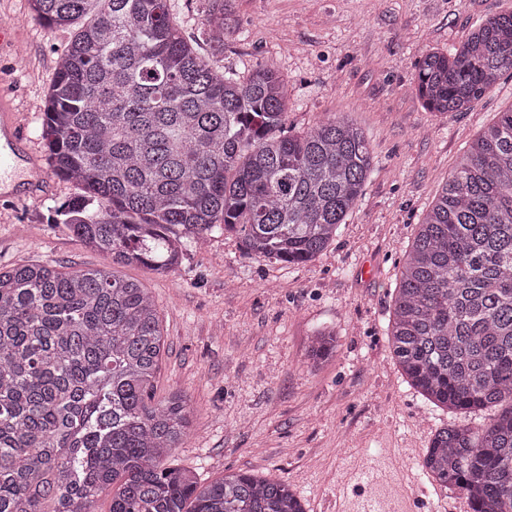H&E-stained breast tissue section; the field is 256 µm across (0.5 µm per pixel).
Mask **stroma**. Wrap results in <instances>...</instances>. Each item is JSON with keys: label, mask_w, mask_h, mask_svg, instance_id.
<instances>
[{"label": "stroma", "mask_w": 512, "mask_h": 512, "mask_svg": "<svg viewBox=\"0 0 512 512\" xmlns=\"http://www.w3.org/2000/svg\"><path fill=\"white\" fill-rule=\"evenodd\" d=\"M186 35L217 69L261 62L288 83V125L346 116L369 143L375 168L339 234L315 260L249 259L242 240L215 234L187 246L175 271L126 267L154 298L165 348L154 394L186 392L194 415L176 464L202 483L225 469L286 482L306 512H335L337 496L362 503L401 487L416 512H470L459 490L420 466L432 431L482 424L436 407L404 382L388 347L403 255L416 226L477 134L512 107V74L471 110L439 116L417 91L426 50L463 41L512 0H229L224 48L204 42L208 0H170ZM28 64L0 58V92L13 97L30 146L43 151L45 99L75 27L45 28L27 0H0ZM54 178L43 198H0V268L38 262L67 270L111 267L55 207L80 196ZM332 332L335 354L311 362L313 336Z\"/></svg>", "instance_id": "35a3bbf8"}]
</instances>
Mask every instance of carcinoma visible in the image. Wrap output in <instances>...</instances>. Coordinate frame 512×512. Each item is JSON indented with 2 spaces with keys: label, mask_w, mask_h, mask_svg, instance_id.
Instances as JSON below:
<instances>
[{
  "label": "carcinoma",
  "mask_w": 512,
  "mask_h": 512,
  "mask_svg": "<svg viewBox=\"0 0 512 512\" xmlns=\"http://www.w3.org/2000/svg\"><path fill=\"white\" fill-rule=\"evenodd\" d=\"M206 40L224 45V0ZM49 28L92 18L64 47L41 137L52 173L82 195L54 210L120 267L168 273L186 242L240 235L250 259L306 263L359 201L373 166L362 130L326 116L287 130L288 88L260 62L215 69L169 0H28ZM512 71V12L418 63L431 112H465ZM388 343L406 382L452 411L422 468L470 512H512V108L481 131L405 253ZM320 332L308 357L336 352ZM164 336L142 284L103 269H0V512H305L281 481L207 485L169 462L191 425L180 391L154 400Z\"/></svg>",
  "instance_id": "1"
}]
</instances>
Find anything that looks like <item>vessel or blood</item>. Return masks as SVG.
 <instances>
[{
  "label": "vessel or blood",
  "mask_w": 512,
  "mask_h": 512,
  "mask_svg": "<svg viewBox=\"0 0 512 512\" xmlns=\"http://www.w3.org/2000/svg\"><path fill=\"white\" fill-rule=\"evenodd\" d=\"M23 176L35 196L49 193L50 184L38 156L24 145L12 99L0 95V188L16 176Z\"/></svg>",
  "instance_id": "1"
}]
</instances>
